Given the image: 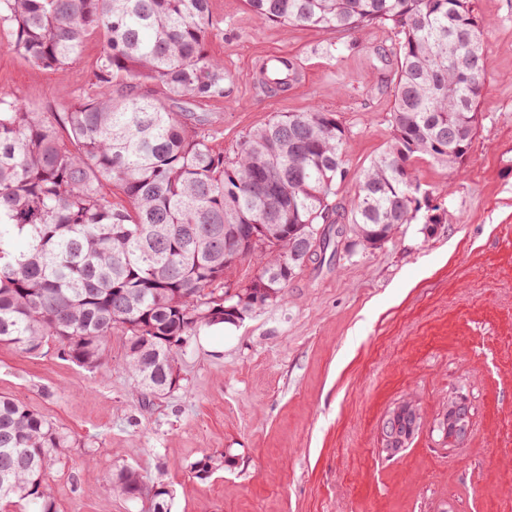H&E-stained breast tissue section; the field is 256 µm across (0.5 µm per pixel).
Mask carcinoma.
Wrapping results in <instances>:
<instances>
[{
  "instance_id": "cac0c4a2",
  "label": "carcinoma",
  "mask_w": 512,
  "mask_h": 512,
  "mask_svg": "<svg viewBox=\"0 0 512 512\" xmlns=\"http://www.w3.org/2000/svg\"><path fill=\"white\" fill-rule=\"evenodd\" d=\"M260 22L362 35L395 30L392 137L363 170L347 211L348 132L336 113L286 112L246 132L229 154L207 113L171 105L224 95V60L207 51L212 0H0L12 47L46 70L88 42L93 93L39 112L0 93V344L49 351L95 370L112 336L140 393L159 399L189 339L285 298L321 225H346L379 249L439 207L417 174L426 160L464 163L478 128L486 22L474 0H245ZM69 436L0 395V506L59 512L52 488ZM235 465L204 455L200 479ZM118 493L141 512H170V490L124 466Z\"/></svg>"
}]
</instances>
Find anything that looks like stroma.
Listing matches in <instances>:
<instances>
[{"label":"stroma","instance_id":"35a3bbf8","mask_svg":"<svg viewBox=\"0 0 512 512\" xmlns=\"http://www.w3.org/2000/svg\"><path fill=\"white\" fill-rule=\"evenodd\" d=\"M209 52L230 77L205 109L232 149L280 112L317 106L349 130L347 205L359 175L391 137L390 27L363 37L259 23L245 0H212ZM489 55L476 138L453 170L418 164L438 189L441 224L403 225L377 250L348 237L319 251L273 302L226 326L219 349L193 337L179 356V389L142 398L113 336L94 371L55 354L0 345V394L50 417L73 440L53 470L60 512H138L112 489L138 468L171 489V512H512V0H475ZM297 60L294 88L263 92L256 65ZM90 88L85 62L43 70L0 27V91L27 107L64 111ZM471 426L457 447L435 425L456 396ZM415 404L421 426L398 457L379 451L387 412ZM230 469L202 480L204 454ZM234 456L230 453L222 452L218 454L203 455L192 463L191 469L200 479H206L215 472L231 468L235 465Z\"/></svg>","mask_w":512,"mask_h":512}]
</instances>
